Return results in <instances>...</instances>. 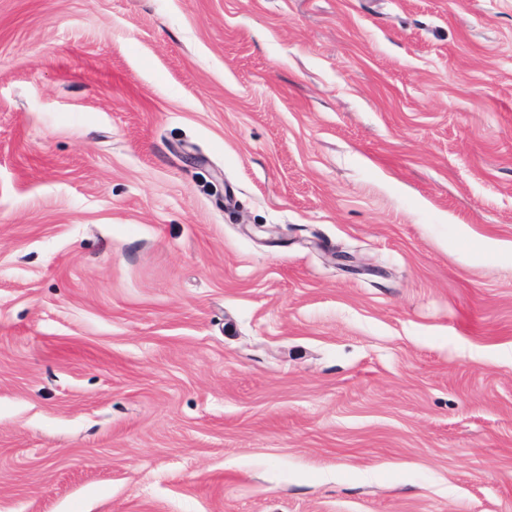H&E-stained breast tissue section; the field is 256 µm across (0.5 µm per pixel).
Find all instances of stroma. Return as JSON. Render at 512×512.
<instances>
[{
	"label": "stroma",
	"mask_w": 512,
	"mask_h": 512,
	"mask_svg": "<svg viewBox=\"0 0 512 512\" xmlns=\"http://www.w3.org/2000/svg\"><path fill=\"white\" fill-rule=\"evenodd\" d=\"M0 512H512V0H0Z\"/></svg>",
	"instance_id": "35a3bbf8"
}]
</instances>
